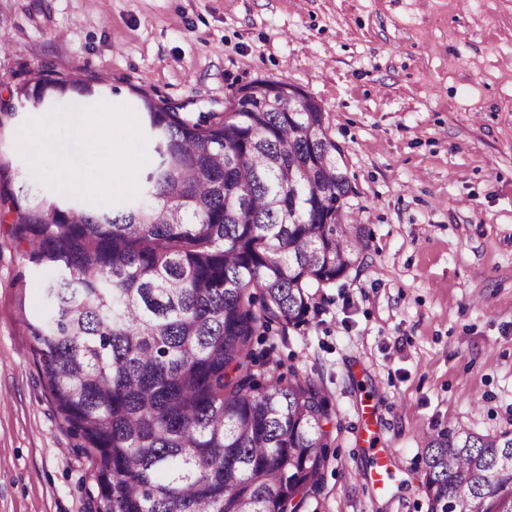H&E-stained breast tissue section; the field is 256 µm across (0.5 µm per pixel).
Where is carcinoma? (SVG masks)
Wrapping results in <instances>:
<instances>
[{"instance_id": "1", "label": "carcinoma", "mask_w": 512, "mask_h": 512, "mask_svg": "<svg viewBox=\"0 0 512 512\" xmlns=\"http://www.w3.org/2000/svg\"><path fill=\"white\" fill-rule=\"evenodd\" d=\"M42 112L91 105L112 84L45 70L18 90ZM156 159L143 200L90 209L46 201L0 159V224L48 275L32 352L62 426L96 454L94 512H304L332 411L309 376L286 378L254 339L307 326L310 289L364 249L344 223L352 192L323 112L261 90L233 110L185 111L134 90ZM322 129L309 140L304 131ZM429 512H512V431L424 435Z\"/></svg>"}]
</instances>
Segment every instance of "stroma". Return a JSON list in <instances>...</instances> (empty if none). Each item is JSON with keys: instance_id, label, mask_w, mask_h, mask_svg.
I'll list each match as a JSON object with an SVG mask.
<instances>
[{"instance_id": "35a3bbf8", "label": "stroma", "mask_w": 512, "mask_h": 512, "mask_svg": "<svg viewBox=\"0 0 512 512\" xmlns=\"http://www.w3.org/2000/svg\"><path fill=\"white\" fill-rule=\"evenodd\" d=\"M0 95L79 69L223 110L268 78L317 100L366 247L311 325L263 340L332 421L307 512H428L425 432L512 430V0H0ZM46 278L0 226V512H89L26 322Z\"/></svg>"}]
</instances>
